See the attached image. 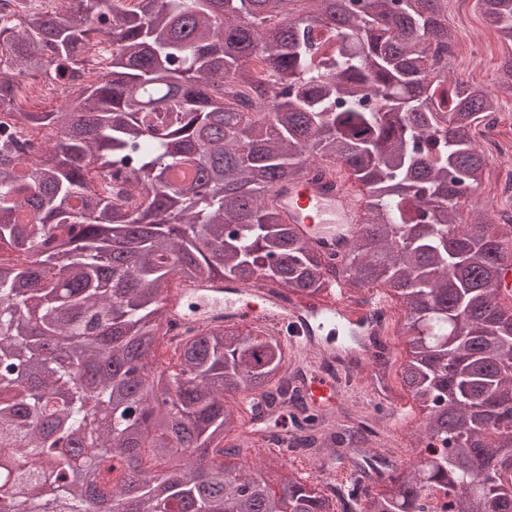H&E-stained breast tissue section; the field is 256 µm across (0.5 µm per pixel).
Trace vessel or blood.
<instances>
[{
	"label": "vessel or blood",
	"instance_id": "b4317fda",
	"mask_svg": "<svg viewBox=\"0 0 512 512\" xmlns=\"http://www.w3.org/2000/svg\"><path fill=\"white\" fill-rule=\"evenodd\" d=\"M270 197L284 223L294 225L318 255L341 259L349 254L361 229L362 201L351 194L340 174L279 182ZM343 286V281H335L312 298L263 281L184 283L165 292V316L198 330L247 322L280 336L292 352L315 354L316 362L303 370L298 385L310 406L324 412L342 396L335 373L320 364L321 359L336 356L328 336L340 326L362 323L370 314L369 309L349 303Z\"/></svg>",
	"mask_w": 512,
	"mask_h": 512
}]
</instances>
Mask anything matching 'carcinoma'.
<instances>
[{"label": "carcinoma", "mask_w": 512, "mask_h": 512, "mask_svg": "<svg viewBox=\"0 0 512 512\" xmlns=\"http://www.w3.org/2000/svg\"><path fill=\"white\" fill-rule=\"evenodd\" d=\"M68 2L0 18V113L53 132L37 160L0 139V512H512V223L460 219L488 164L469 127L499 99L448 75L446 0ZM481 6L512 44V0ZM98 33L108 66L82 81ZM28 77L66 105L22 109ZM311 156L365 191L342 277L402 303L401 380L427 411L416 462L348 502L283 456L224 464L225 395H285L278 339L189 328L169 373L154 352L174 282L321 295L328 266L267 202ZM314 421L287 450L358 451L365 429Z\"/></svg>", "instance_id": "cac0c4a2"}]
</instances>
